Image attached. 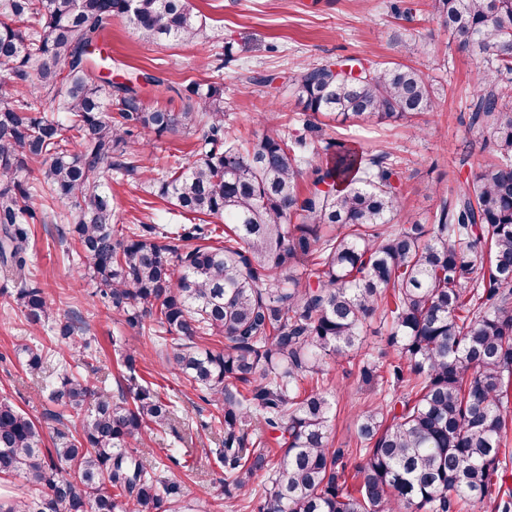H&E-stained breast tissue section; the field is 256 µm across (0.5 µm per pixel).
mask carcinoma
Wrapping results in <instances>:
<instances>
[{
	"mask_svg": "<svg viewBox=\"0 0 512 512\" xmlns=\"http://www.w3.org/2000/svg\"><path fill=\"white\" fill-rule=\"evenodd\" d=\"M431 7L457 48L488 64L471 118L495 159L428 226L404 210L397 166L324 137L316 122L392 124L437 110L421 69L385 62L354 77L302 63L291 82L313 119L283 133L268 112V132L243 144L224 139L223 84L187 86L177 112L150 108L144 89L164 81L143 71L114 81L112 56L98 50L116 17L146 41L198 39L206 21L190 0H0V265L20 280L14 301L30 328L91 357L81 321L54 310L25 271L28 225L43 215L35 200L49 196L70 209L80 278L221 410L208 424L217 447L205 453L224 468L215 501L254 494L258 512H453L488 494L512 415V97L502 91L512 0ZM49 96L64 118L44 111ZM199 131L185 166L156 167L141 138ZM114 170L148 184L179 223H115ZM375 318L388 326L394 362L362 359V331ZM213 337L224 346L207 345ZM138 356L121 351L127 390L114 398L74 375L63 352L39 342L18 349L56 418L90 413L48 448L38 422L0 398V478L25 481L0 512H189L179 487L131 448L176 421L172 403L138 375ZM330 358L395 393L358 412L350 476L331 439ZM50 360L56 376L43 382Z\"/></svg>",
	"mask_w": 512,
	"mask_h": 512,
	"instance_id": "carcinoma-1",
	"label": "carcinoma"
}]
</instances>
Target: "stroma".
I'll return each mask as SVG.
<instances>
[{"label":"stroma","instance_id":"obj_1","mask_svg":"<svg viewBox=\"0 0 512 512\" xmlns=\"http://www.w3.org/2000/svg\"><path fill=\"white\" fill-rule=\"evenodd\" d=\"M430 0H190L207 20L203 38L191 43H149L129 22L113 19L99 46L118 60L122 72L147 71L164 79L162 89H147L149 105L180 110L179 89L191 82L220 76L224 83V133L228 138L249 140L265 130L262 115L281 113L289 128L301 127L303 112L289 82L301 61L336 62L358 59L369 64L403 61L435 77L442 95L437 111L421 115V133L404 123L379 127L372 134L357 125L339 124L337 135L369 155L389 154L403 171L406 210L430 223L440 197H454L460 182L493 158L486 131L471 122L470 104L475 81L486 62L458 50L453 38L429 8ZM270 76V83H253V76ZM110 193L119 224L168 223L170 205L141 187L135 179L112 180ZM67 210L47 205L45 221L32 225L26 251V271L41 283L60 311L77 312L86 323V337L95 358L84 367L85 375L117 391L119 368L116 347L140 351L138 372L154 382L162 396L178 406L176 431L148 434L135 447L149 466H167V478L176 483L184 499L196 502L201 512H247L241 500L215 504L211 491L224 478L222 468L206 463L203 455L215 437L204 430L217 408L201 392L169 374L161 365L158 349L147 338L111 312L92 286L81 280L69 252L73 240H60L58 231L67 225ZM16 283L0 274V396L10 397L36 417L45 437L60 428H78L81 416L65 413L50 418L51 405L36 399L33 382L18 363L20 345L49 343L46 334L32 335L16 308L12 293ZM325 385L343 392L332 422L333 445L346 449L344 461L354 467L357 411L382 402L385 391L363 383L357 368L327 361ZM512 500V435L507 438L497 478L483 500L463 503L461 512H499L501 501Z\"/></svg>","mask_w":512,"mask_h":512}]
</instances>
